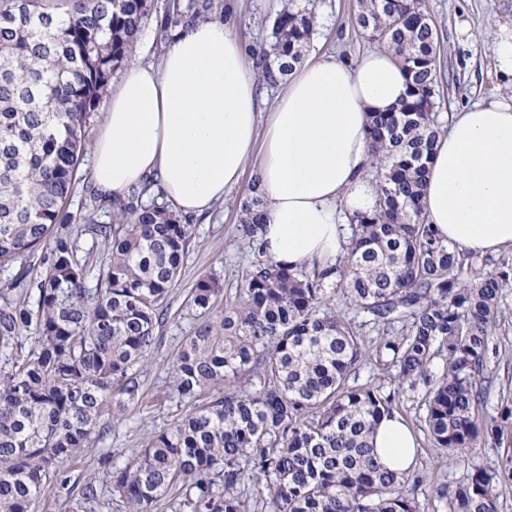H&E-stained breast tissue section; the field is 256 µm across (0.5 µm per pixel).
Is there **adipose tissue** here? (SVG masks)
<instances>
[{"mask_svg": "<svg viewBox=\"0 0 512 512\" xmlns=\"http://www.w3.org/2000/svg\"><path fill=\"white\" fill-rule=\"evenodd\" d=\"M495 93L454 114L436 139L423 196L437 234L472 255L512 249V16L495 24ZM406 74L385 47L356 61L311 55L294 67L269 111L260 70L223 17L177 31L155 63L129 66L92 146L89 182L115 199L153 180L183 215L200 216L252 171L263 201L260 239L277 265L335 262L350 216L372 211L371 113L406 96ZM372 444L391 471L413 468L416 440L400 415Z\"/></svg>", "mask_w": 512, "mask_h": 512, "instance_id": "1", "label": "adipose tissue"}]
</instances>
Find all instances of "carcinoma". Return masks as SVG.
<instances>
[{
  "label": "carcinoma",
  "mask_w": 512,
  "mask_h": 512,
  "mask_svg": "<svg viewBox=\"0 0 512 512\" xmlns=\"http://www.w3.org/2000/svg\"><path fill=\"white\" fill-rule=\"evenodd\" d=\"M222 0H0V512H34L65 465L100 441L137 403L138 367L157 341L167 300L189 251L193 220L144 200L112 202V223L83 220L109 252L93 287L67 203L87 124L113 73L153 25L163 44ZM313 0H287L269 40L254 47L276 85L301 62L316 27ZM358 25L391 49L408 93L368 124L378 186L374 210L352 217L347 251L310 274L281 268L258 242L262 202L241 204L252 259L237 300L217 312L223 288L201 278L189 297L201 323L169 368L171 391L192 408L116 468L100 464L128 512H154L178 489L189 512H418L409 473L390 472L370 438L394 411L393 387L442 375L425 397L433 447L462 454L482 440H512V392L481 418L480 380L512 266L465 278L458 249L423 216L427 162L441 133L439 38L424 0H359ZM55 247L33 274L28 259ZM374 316L384 335L367 351L352 324L321 311L329 291ZM403 324L394 333V324ZM22 335L26 354H6ZM375 360L389 383L348 384ZM246 386L241 387L239 383ZM512 482V453L492 472L437 489L451 512H498L496 487Z\"/></svg>",
  "instance_id": "cac0c4a2"
}]
</instances>
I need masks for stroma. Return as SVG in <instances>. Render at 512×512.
<instances>
[{"label": "stroma", "instance_id": "1", "mask_svg": "<svg viewBox=\"0 0 512 512\" xmlns=\"http://www.w3.org/2000/svg\"><path fill=\"white\" fill-rule=\"evenodd\" d=\"M425 4L441 42L438 112L445 116L494 92L495 22L502 14L512 12V0H425ZM280 7L281 0H237L238 36L247 44L258 45L266 39ZM316 12L324 22L310 44V52L354 61L375 49V42L355 23L357 0H317ZM464 20L471 28L467 38L458 34V26ZM250 185V177H243L237 187L226 192L223 204L207 216L195 219L194 238L177 285L167 301V318L157 333L153 352L140 368L141 399L131 406L123 421L113 423L105 441L84 449L66 467V488L50 487L37 502L36 512H75L83 488L90 482L99 488L91 512H127L125 504L113 497L107 487L99 459L107 452L116 465H124L133 449L145 445L148 438L170 427L188 411V404L169 394L167 385L170 361L185 337L193 335L198 326L194 310L186 303L187 295L202 276L214 274L223 283L224 298L234 299L251 259L249 244L239 231V206L247 197ZM502 308L487 359L482 408L486 417L497 415L501 391L512 389V287L503 292ZM427 390L428 385L422 379L402 384L394 409L409 421L418 437L415 473L421 482L414 498L419 512H450L447 502L437 498L436 488L466 481L476 469L496 468L504 450L489 440L452 458L440 454L433 447L423 422Z\"/></svg>", "mask_w": 512, "mask_h": 512}]
</instances>
